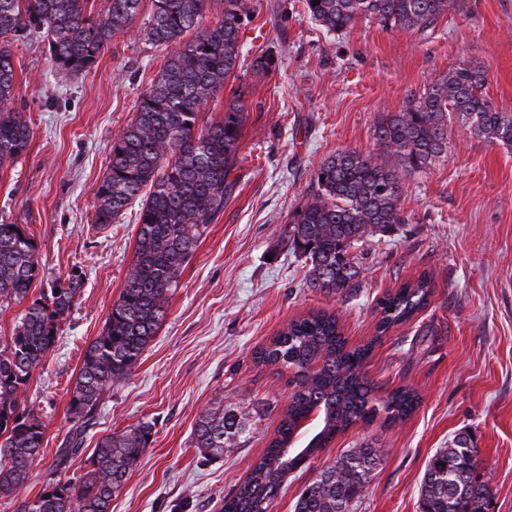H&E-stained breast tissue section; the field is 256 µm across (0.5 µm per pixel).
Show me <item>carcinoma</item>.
<instances>
[{
  "instance_id": "1",
  "label": "carcinoma",
  "mask_w": 512,
  "mask_h": 512,
  "mask_svg": "<svg viewBox=\"0 0 512 512\" xmlns=\"http://www.w3.org/2000/svg\"><path fill=\"white\" fill-rule=\"evenodd\" d=\"M105 14L90 0H0V166L27 152L30 128L15 110L14 44L27 30L47 33L49 63L69 73L90 71L139 14L142 0H105ZM221 18L195 32L208 0H151L145 36L170 50L157 77L137 101L135 116L115 137L106 176L96 190L92 226L103 230L139 201L136 248L124 287L100 334L83 352L67 412L70 447L56 452L66 468L81 450L83 433L112 385L126 379L168 315L184 265L224 206L235 196L233 177L247 113L234 101L218 122L199 124L203 105L234 75L242 57L240 29L247 0H223ZM308 15L330 32L351 28L362 16L387 27L425 33L455 0H304ZM486 72L464 61L408 96L404 109L382 113L374 135L380 153L342 149L322 161L315 190L290 220L287 251L309 265L307 287L347 293L358 268L351 249L373 233L404 222L403 177L430 167L448 144V118L456 115L471 134L512 147V113L486 97ZM39 247L22 224L0 220V306L27 298L39 270ZM84 287L73 271L40 291L12 332L0 336V497L15 495L28 481L43 450L45 426L21 402L34 371L53 348L63 318ZM433 293L423 274L381 302L379 333L410 320ZM376 340L348 346L335 314L312 312L293 319L261 348L255 360L289 369L288 407L265 453L250 475L224 500V512H270L285 477L304 466L338 433L379 412L396 422L418 405L411 389L384 399L366 373ZM246 418L231 406L201 414L193 447L217 457L246 431ZM152 425L138 422L99 439L86 472L67 481L51 479L21 512H110L146 448ZM382 459L366 443L322 469L297 496L294 512H353L365 496L370 474ZM478 449L457 435L428 460L419 487L422 512H488L489 483L481 479Z\"/></svg>"
}]
</instances>
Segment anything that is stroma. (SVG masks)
I'll return each instance as SVG.
<instances>
[{
    "instance_id": "35a3bbf8",
    "label": "stroma",
    "mask_w": 512,
    "mask_h": 512,
    "mask_svg": "<svg viewBox=\"0 0 512 512\" xmlns=\"http://www.w3.org/2000/svg\"><path fill=\"white\" fill-rule=\"evenodd\" d=\"M249 5L241 66L199 116L204 124L221 120L236 96L246 107L236 196L208 226L167 318L133 372L106 395L62 479L84 473L100 437L145 421L152 442L111 512H224L225 498L265 452L288 402L289 371L258 364L256 352L291 319L327 310L349 345L373 344L366 372L378 395L404 386L420 403L404 421L380 415L337 435L307 468L288 475L272 512H293L300 490L324 467L374 439L383 457L354 512H421L427 462L460 432L472 436L487 470L489 512H512V148L449 121L446 152L403 180L404 223L354 249L359 286L350 294L307 288L304 259L281 248L321 161L346 148L378 153L380 114L399 111L408 93L448 69L480 62L488 97L512 112V0H459L427 34L364 16L334 34L309 19L302 0ZM150 11L142 5L87 73L54 69L39 39L16 51L22 71L14 106L31 136L27 153L0 169V213L26 225L39 246L32 293L71 270L85 275L24 394L46 426L29 496L47 480L70 432L67 402L82 351L102 331L133 260L135 210L103 231L90 221L112 140L167 54L144 37ZM262 53L276 60L263 78L249 68ZM424 273L435 285L426 308L378 335L379 300ZM230 403L248 418V431L222 456L204 458L192 445L195 422Z\"/></svg>"
}]
</instances>
